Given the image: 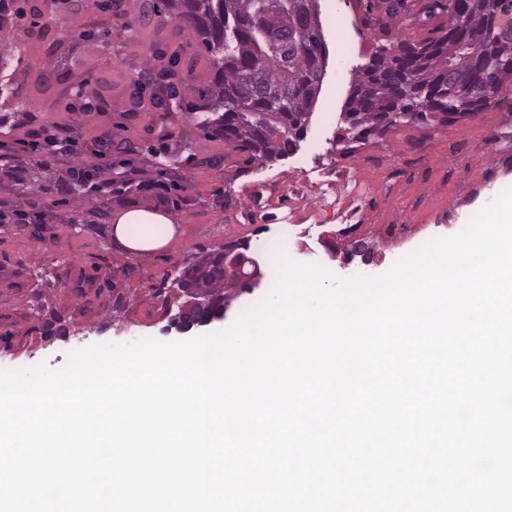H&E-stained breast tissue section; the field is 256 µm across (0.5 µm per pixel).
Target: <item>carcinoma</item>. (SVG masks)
<instances>
[{
	"label": "carcinoma",
	"instance_id": "carcinoma-1",
	"mask_svg": "<svg viewBox=\"0 0 512 512\" xmlns=\"http://www.w3.org/2000/svg\"><path fill=\"white\" fill-rule=\"evenodd\" d=\"M86 19L74 16L72 0H0V35L12 34L16 42L0 52V71L11 61L7 53L20 54L22 43L17 33L30 35L34 29L49 31L60 22L64 30L56 45L80 36L96 42L101 57L112 59V41L121 45L137 41L132 23L111 21L110 0H92ZM156 0L142 16L151 13L158 25L174 24L173 35L182 38L169 51L150 41L144 53L141 73L134 81L132 98L137 106L150 105L159 115L164 134L158 147L146 150L127 139L117 144L95 139L80 147L70 146L68 154L77 155L66 169L52 168L54 153L27 163L19 156L0 154V183L7 182L18 196L37 193L43 198L62 196L67 204L91 205L89 214L98 219L107 216L110 205L122 207L153 202L178 211L189 201L182 195L187 187L170 175L190 164L215 167L221 157L197 158L189 147L192 130L222 140L232 151L248 154V161L272 162L286 156L303 138L312 107L321 90L326 62L325 42L317 0ZM457 0L442 4L433 0L418 9L427 18L436 10L448 11V24L433 29L435 35L419 42L397 37L381 46L359 72L346 102V118L357 136L383 135L392 128L386 117L392 112H408L421 120L436 112L448 118L482 112L490 107L507 105L512 84V33L493 39L485 38L496 26L512 25V3L507 0ZM369 8L384 9L388 25L398 26L399 17L408 15L415 6L407 0H379ZM296 24L303 29L308 48L296 51L270 42L267 34ZM194 47L206 51L210 67V84L206 93L194 98L196 89L190 82L177 88L171 78L177 75L185 50ZM471 56V63L459 73L460 82L492 87V96L476 98L463 90L448 94V64ZM493 58L497 66L488 70L483 61ZM58 65L45 60L25 67V77L11 85L12 99L25 96L27 78L37 85H47L58 78ZM201 113L190 130L178 122L177 113ZM175 277L196 297L221 303L233 299L234 282L224 273L223 247L202 248L186 258Z\"/></svg>",
	"mask_w": 512,
	"mask_h": 512
}]
</instances>
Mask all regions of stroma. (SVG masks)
Instances as JSON below:
<instances>
[{
    "instance_id": "obj_1",
    "label": "stroma",
    "mask_w": 512,
    "mask_h": 512,
    "mask_svg": "<svg viewBox=\"0 0 512 512\" xmlns=\"http://www.w3.org/2000/svg\"><path fill=\"white\" fill-rule=\"evenodd\" d=\"M368 0H318L328 54L321 91L307 132L295 151L273 161L245 162L223 141L202 133L191 137L197 157H221L217 167H188L178 177L194 199L192 206L173 213L172 235L154 249L131 251L113 230H81L72 223L69 205L47 208L41 236L28 224H0V369L43 364L61 368L71 352L101 344H125L129 339L183 342L221 332L254 306L258 295L270 292L272 282L261 277L255 292L236 297L223 320L188 332L170 327L155 293L167 272L173 271L198 247L207 248L244 240L257 243L265 224L295 222L322 224L326 238L341 229L332 210L323 206L287 209L280 199L290 185L312 178L314 170L348 167L358 190L366 194L363 224L356 240L366 242L380 261L364 265L353 260L348 269L329 259L318 246L324 266L332 274L379 277L391 271L397 259L439 239L455 237L503 191L512 188V112L490 108L454 122L440 115L426 122L401 123L387 134L355 140L348 133L343 112L358 71L382 43V33L367 27ZM58 30L29 38L25 61L50 54L59 62L61 81L28 84L30 114H12L0 129V141L28 139L35 130L56 123L77 125L81 140L115 135L125 124L131 140L141 146L156 144L158 125L151 115L130 113V93L140 69L139 47H119L110 64L97 63L96 45L66 42L53 49ZM89 82L106 104L103 112L78 119L60 105L79 83ZM272 192L261 213L248 209L257 185ZM410 227L407 238L395 228ZM130 264L131 276L116 272ZM40 294L42 312H34L33 294ZM120 310H113L115 297ZM64 318L66 336H45L40 329L51 312Z\"/></svg>"
}]
</instances>
